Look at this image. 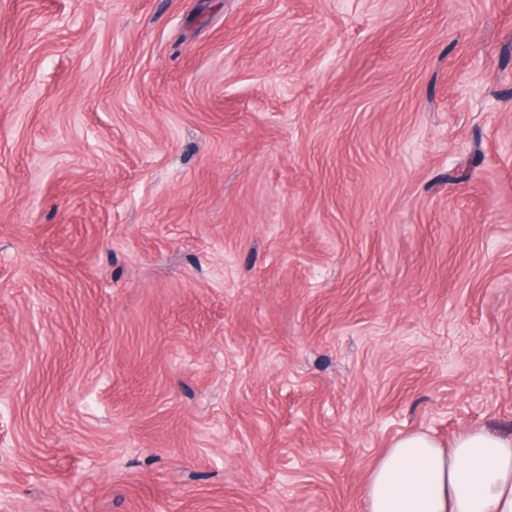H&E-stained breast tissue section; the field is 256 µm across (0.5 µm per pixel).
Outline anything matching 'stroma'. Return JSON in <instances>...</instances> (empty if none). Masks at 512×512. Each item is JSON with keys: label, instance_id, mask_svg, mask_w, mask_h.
Returning <instances> with one entry per match:
<instances>
[{"label": "stroma", "instance_id": "obj_1", "mask_svg": "<svg viewBox=\"0 0 512 512\" xmlns=\"http://www.w3.org/2000/svg\"><path fill=\"white\" fill-rule=\"evenodd\" d=\"M512 432V0H0V512H365Z\"/></svg>", "mask_w": 512, "mask_h": 512}]
</instances>
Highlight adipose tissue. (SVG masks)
<instances>
[{
  "label": "adipose tissue",
  "instance_id": "1",
  "mask_svg": "<svg viewBox=\"0 0 512 512\" xmlns=\"http://www.w3.org/2000/svg\"><path fill=\"white\" fill-rule=\"evenodd\" d=\"M363 498L366 512H512V434L474 428L448 445L404 434L372 467Z\"/></svg>",
  "mask_w": 512,
  "mask_h": 512
}]
</instances>
